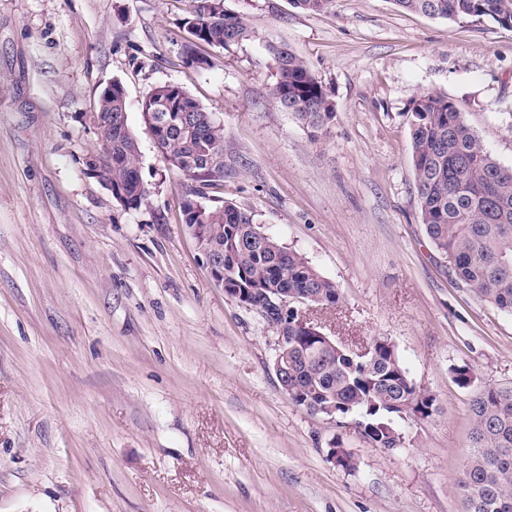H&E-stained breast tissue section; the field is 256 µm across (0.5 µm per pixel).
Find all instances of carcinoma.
I'll return each instance as SVG.
<instances>
[{
  "mask_svg": "<svg viewBox=\"0 0 512 512\" xmlns=\"http://www.w3.org/2000/svg\"><path fill=\"white\" fill-rule=\"evenodd\" d=\"M404 10L431 18L490 20L512 28V0H394ZM306 12L331 9L334 0H291ZM182 53L198 70L210 66L198 51L205 44L227 50L247 39L244 19L224 0H191ZM275 64L270 94L294 114L314 141L323 139L336 117L331 98L306 63L285 46L269 48ZM411 166L421 222L451 275L481 301L512 314V166L502 164L481 143L464 112L448 97L427 92L412 102ZM143 120L157 147L188 180L186 224H211L213 258L224 264V287L249 295L288 293L310 305L334 306L341 294L308 259L262 230L252 211L234 203L201 202L224 182V132L211 112L183 87L155 86L142 103ZM101 151L112 148V164L101 178L122 192L132 208L148 189L138 166L139 146L126 115L123 86L114 81L98 100ZM288 315V398L316 415L329 408L336 422L355 428L379 448H400L396 422L410 404L420 419L437 411L435 396L416 394L414 381L395 347L369 342L362 359L310 339L314 332L293 326ZM470 450L460 480L465 512H512V385H489L470 403Z\"/></svg>",
  "mask_w": 512,
  "mask_h": 512,
  "instance_id": "1",
  "label": "carcinoma"
}]
</instances>
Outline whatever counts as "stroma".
I'll return each mask as SVG.
<instances>
[{
  "label": "stroma",
  "mask_w": 512,
  "mask_h": 512,
  "mask_svg": "<svg viewBox=\"0 0 512 512\" xmlns=\"http://www.w3.org/2000/svg\"><path fill=\"white\" fill-rule=\"evenodd\" d=\"M225 6L250 35L197 70L181 54L189 0H0V512H462L469 402L512 384V315L458 285L425 233L409 108L446 95L512 165V28L392 0ZM273 45L329 92L321 142L270 94ZM115 80L149 190L136 208L84 164ZM164 83L224 128L220 200L340 289L302 314L349 348L389 339L435 395L438 414L399 421L401 448L280 391L275 331L213 279L183 221L187 181L145 127ZM336 440L354 470L330 460Z\"/></svg>",
  "instance_id": "35a3bbf8"
}]
</instances>
